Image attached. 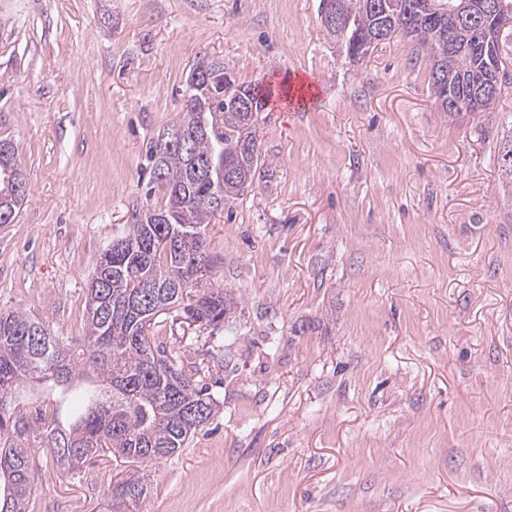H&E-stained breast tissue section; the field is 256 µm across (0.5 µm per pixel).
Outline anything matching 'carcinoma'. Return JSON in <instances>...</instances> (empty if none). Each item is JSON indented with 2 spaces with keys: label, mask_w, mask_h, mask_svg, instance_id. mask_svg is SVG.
Here are the masks:
<instances>
[{
  "label": "carcinoma",
  "mask_w": 512,
  "mask_h": 512,
  "mask_svg": "<svg viewBox=\"0 0 512 512\" xmlns=\"http://www.w3.org/2000/svg\"><path fill=\"white\" fill-rule=\"evenodd\" d=\"M345 34L327 29L345 46L346 55L378 27L371 0H336ZM399 6L402 33L414 37L431 62V85L448 79L455 98L467 94L460 80H474L500 48L486 39L487 20L462 30L463 45L448 50V14L429 21L406 16ZM228 67L219 59L199 58L190 70L188 100L176 126L187 149L149 147L153 178L165 188L160 208L146 207L127 232L112 239L88 283L83 336L64 340L45 321L20 310L0 311V512H29L38 471L32 449L50 452L66 474L105 450L142 463L171 457L185 447L196 428L208 420L216 398L208 382L210 366L188 373L181 347L157 341V318L177 307L185 323L218 330L232 318L239 301L230 288L201 281L211 267L206 226L220 209L202 204L217 192L224 202L252 185L259 153H233L242 142L257 141L258 120L249 119L228 100L212 97ZM260 115L268 92L259 84L236 85ZM211 162L212 178L190 172V158ZM9 168L25 178L17 148L0 140V171ZM501 176L512 188V139L500 154ZM25 198L14 194L0 177V224L16 219ZM94 377L80 390V411L64 424L54 411L36 401L27 411L13 396L27 380L68 383ZM148 493V476L112 483L107 512H139Z\"/></svg>",
  "instance_id": "1"
}]
</instances>
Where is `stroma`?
I'll list each match as a JSON object with an SVG mask.
<instances>
[{"mask_svg":"<svg viewBox=\"0 0 512 512\" xmlns=\"http://www.w3.org/2000/svg\"><path fill=\"white\" fill-rule=\"evenodd\" d=\"M203 56L316 88L265 107L253 184L206 228L205 278L240 299L217 407L152 463L70 476L35 449L32 512H103L135 471L141 512H512V84L448 117L412 37L349 61L320 0H0V139L28 185L0 226V310L83 334L102 253L164 203L146 152ZM78 391L16 401L69 414Z\"/></svg>","mask_w":512,"mask_h":512,"instance_id":"1","label":"stroma"}]
</instances>
